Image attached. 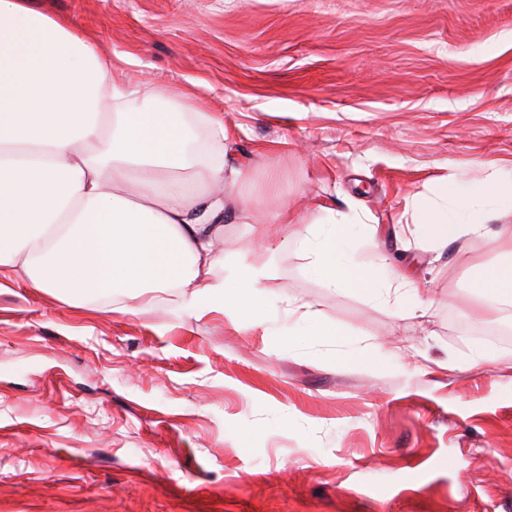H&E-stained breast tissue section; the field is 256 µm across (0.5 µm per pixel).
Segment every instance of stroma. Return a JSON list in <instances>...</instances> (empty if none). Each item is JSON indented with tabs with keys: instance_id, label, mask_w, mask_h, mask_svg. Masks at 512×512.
<instances>
[{
	"instance_id": "stroma-1",
	"label": "stroma",
	"mask_w": 512,
	"mask_h": 512,
	"mask_svg": "<svg viewBox=\"0 0 512 512\" xmlns=\"http://www.w3.org/2000/svg\"><path fill=\"white\" fill-rule=\"evenodd\" d=\"M32 2L146 83L144 107L176 89L223 114L252 168L229 197L255 214L225 225L224 267H264L266 320L1 276L0 512H512V336L493 333L512 309L471 288L512 211L442 247L415 215L449 178L512 188V0ZM285 210L357 213L355 260L424 283L426 315L267 251Z\"/></svg>"
}]
</instances>
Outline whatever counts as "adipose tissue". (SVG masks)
<instances>
[{
	"label": "adipose tissue",
	"instance_id": "adipose-tissue-1",
	"mask_svg": "<svg viewBox=\"0 0 512 512\" xmlns=\"http://www.w3.org/2000/svg\"><path fill=\"white\" fill-rule=\"evenodd\" d=\"M141 93L113 77L91 41L30 0H0V273L74 299L134 301L176 288L186 310L218 309L232 324L254 323L249 299L263 269L214 275L224 263L223 223L253 221L223 193L247 174L245 164L226 160L224 119L175 90L165 92V108L146 110L136 104ZM194 125L207 132L205 152L188 146ZM441 195L455 212L416 201L422 234L435 245L480 233L500 189L490 180L464 192L449 179ZM358 221L303 222L291 240L271 223L267 249L294 245L326 286L373 295L382 285L394 289L404 313L420 311L422 283L388 264L346 258ZM478 288L491 307L512 306V255Z\"/></svg>",
	"mask_w": 512,
	"mask_h": 512
}]
</instances>
